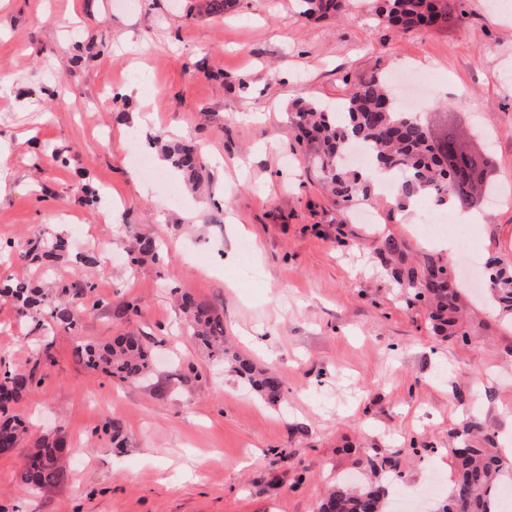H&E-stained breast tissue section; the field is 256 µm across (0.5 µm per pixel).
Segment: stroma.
Instances as JSON below:
<instances>
[{"label": "stroma", "mask_w": 512, "mask_h": 512, "mask_svg": "<svg viewBox=\"0 0 512 512\" xmlns=\"http://www.w3.org/2000/svg\"><path fill=\"white\" fill-rule=\"evenodd\" d=\"M206 0H6L0 6V239H68L51 267L0 256V281L33 288L88 282L92 310L70 331L20 317L0 301V366L37 369L41 383L9 406L27 425L0 456V512H317L355 458L394 454L414 512H438L455 478L448 433L482 418L512 448V317L464 280L457 252L430 247L419 210L370 203L364 223L322 188L296 142L301 96L340 106L373 73L430 63L444 124L491 142L499 205L470 231L481 260H512V9L448 0V23L404 35L375 0L344 17L309 20L294 0H240L221 17ZM143 83L142 96L121 92ZM153 110L164 142L202 154L198 191L151 149L156 177L130 178L119 130ZM182 187L165 202L160 181ZM242 225L256 248L242 271ZM160 245L133 259L136 239ZM448 262L462 284L468 344L441 340L408 307L379 252ZM91 255L76 265L74 253ZM191 295L224 320L232 348L284 381L263 401L208 355L177 300ZM136 312H125L126 302ZM137 331L155 356L148 380L121 382L87 366L83 346ZM71 443L67 483L31 492L20 480L36 441Z\"/></svg>", "instance_id": "1"}]
</instances>
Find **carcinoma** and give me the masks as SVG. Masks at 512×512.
I'll use <instances>...</instances> for the list:
<instances>
[{
	"instance_id": "1",
	"label": "carcinoma",
	"mask_w": 512,
	"mask_h": 512,
	"mask_svg": "<svg viewBox=\"0 0 512 512\" xmlns=\"http://www.w3.org/2000/svg\"><path fill=\"white\" fill-rule=\"evenodd\" d=\"M299 13L307 19L320 20L341 14L347 0H295ZM376 14L396 31L406 33L441 26L448 22V0H378ZM298 140L311 148L322 188L342 205L356 206L370 198L369 175L386 171L395 179L392 205L404 210L411 198H420L436 208L468 210L482 193L489 197L492 184L477 178L469 184L459 183L461 172L444 167L448 151H453L461 166L469 164L454 132L435 136L413 112L403 110L393 98L385 79L373 74L360 80L348 92L343 103L342 118L308 99L299 100L293 109ZM355 143L365 146L372 155V167L356 170L343 164L346 148ZM171 166L189 179L198 178L201 167L197 148L181 141L164 149ZM69 242L61 236L30 240L20 250L22 260L45 266L62 252ZM381 252L393 260L391 277L407 295L410 305H420L437 335L457 342H467L462 323L460 289L438 283L434 271L443 268L438 261L420 267L406 263L401 245L393 238L382 242ZM488 281L493 299L502 312L512 315V263L500 258L489 261ZM0 296L11 299L26 315L43 311L48 318L73 329L84 314L80 306H51L37 288L18 284L0 290ZM195 340L213 355L228 361L236 375L261 397L275 403L280 400L283 380L277 373L259 367L251 358L224 345V321L211 308L182 297ZM86 364L101 368L120 381H136L153 369L151 352L139 336L127 334L102 346L85 347ZM11 384L18 397L38 383L35 373L6 370L3 384ZM10 400H0V455L15 448L21 420L9 414ZM459 440L452 449L456 473L453 486L441 512H501L497 491L504 470L512 467L497 448L492 436L478 419L467 421L461 431L453 432ZM68 441L64 436L45 438L27 455L21 481L33 491L65 484L69 478L66 455ZM364 477L353 483L338 479L326 493L318 512H384L387 498L394 492L392 476L400 475L394 458L384 453L357 460Z\"/></svg>"
}]
</instances>
